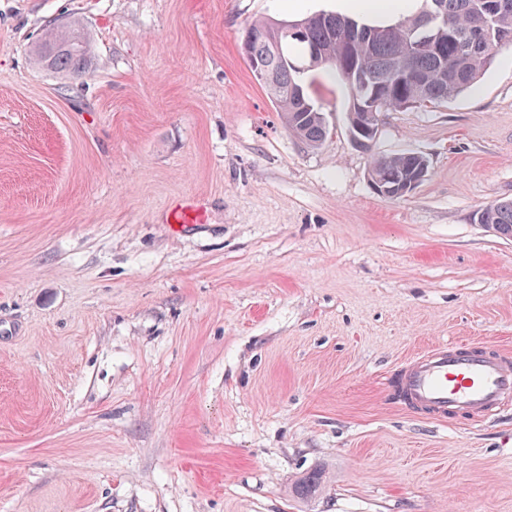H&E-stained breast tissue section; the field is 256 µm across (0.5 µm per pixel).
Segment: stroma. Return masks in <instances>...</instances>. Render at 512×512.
I'll return each instance as SVG.
<instances>
[{"label":"stroma","instance_id":"obj_1","mask_svg":"<svg viewBox=\"0 0 512 512\" xmlns=\"http://www.w3.org/2000/svg\"><path fill=\"white\" fill-rule=\"evenodd\" d=\"M331 0H0V512H512V409L406 411L437 346L512 351V67L388 112L371 152L332 70L284 127L241 50ZM79 25L92 71L37 66ZM413 152L407 196L371 155ZM193 201L206 221L167 218ZM323 469L318 496L294 491ZM478 224L494 228L501 236L512 237V200L497 202L479 210L475 215Z\"/></svg>","mask_w":512,"mask_h":512}]
</instances>
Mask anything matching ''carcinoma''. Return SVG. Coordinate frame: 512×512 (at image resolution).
<instances>
[{"instance_id":"cac0c4a2","label":"carcinoma","mask_w":512,"mask_h":512,"mask_svg":"<svg viewBox=\"0 0 512 512\" xmlns=\"http://www.w3.org/2000/svg\"><path fill=\"white\" fill-rule=\"evenodd\" d=\"M436 20L425 41L410 38L426 10ZM305 37L286 33L278 19L252 22L242 43L247 63L264 68L261 85L275 103L288 132L310 148L328 134L323 112L306 94L303 76L319 67L336 72L350 88L348 112L405 111L448 102L471 88L492 65L500 50L512 46V0H421V11L388 26H372L335 13H317L301 19ZM65 37L51 29L35 46L38 64L72 77L91 67L88 43L78 51L57 47ZM322 49L315 58L312 47ZM427 159L414 153L371 156L368 176L392 185L420 175ZM479 224L512 237V200L491 204L475 215ZM324 484L320 471L300 480L302 496L316 495Z\"/></svg>"}]
</instances>
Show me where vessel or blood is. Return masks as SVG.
<instances>
[{
  "mask_svg": "<svg viewBox=\"0 0 512 512\" xmlns=\"http://www.w3.org/2000/svg\"><path fill=\"white\" fill-rule=\"evenodd\" d=\"M395 390L408 408L481 422L512 404V353L476 344L436 349L411 362Z\"/></svg>",
  "mask_w": 512,
  "mask_h": 512,
  "instance_id": "vessel-or-blood-1",
  "label": "vessel or blood"
}]
</instances>
